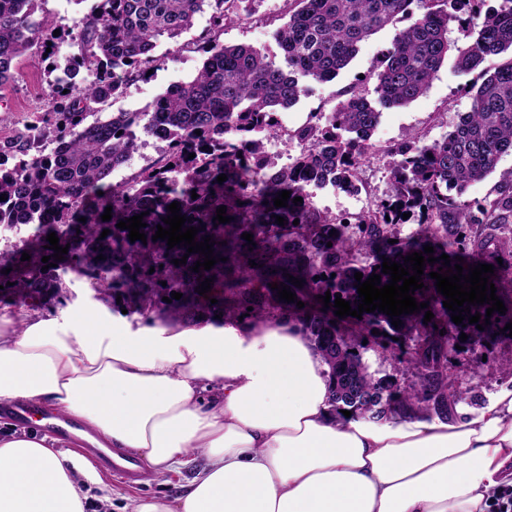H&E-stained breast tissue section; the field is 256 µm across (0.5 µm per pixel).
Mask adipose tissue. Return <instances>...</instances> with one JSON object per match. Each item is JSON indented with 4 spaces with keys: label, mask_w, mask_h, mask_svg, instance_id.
<instances>
[{
    "label": "adipose tissue",
    "mask_w": 512,
    "mask_h": 512,
    "mask_svg": "<svg viewBox=\"0 0 512 512\" xmlns=\"http://www.w3.org/2000/svg\"><path fill=\"white\" fill-rule=\"evenodd\" d=\"M328 367L293 325L195 324L158 336L0 315V402L82 420L148 472L206 466L171 500L132 512H490L512 486V388L450 420L338 417ZM221 401L204 404V384ZM92 460L35 431L0 433V512H85Z\"/></svg>",
    "instance_id": "obj_1"
}]
</instances>
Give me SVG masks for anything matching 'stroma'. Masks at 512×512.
<instances>
[{
  "label": "stroma",
  "mask_w": 512,
  "mask_h": 512,
  "mask_svg": "<svg viewBox=\"0 0 512 512\" xmlns=\"http://www.w3.org/2000/svg\"><path fill=\"white\" fill-rule=\"evenodd\" d=\"M285 9L284 0H249V20L225 26L224 42L249 44L264 52L276 50L272 33L282 24ZM208 18V13L198 14L194 27L178 40L160 39L155 50L162 59L159 68L154 69L146 79L130 84L117 98L109 100L104 106L105 111H149L156 97L167 87L191 80L204 61L203 54L194 49L193 44L206 28ZM397 30V25L393 24L378 31L360 45L352 61L335 78L311 84L309 91L301 95L294 106L282 111L283 124L291 129L296 128L305 123L309 112L316 108L326 113L332 112L341 99L342 91L357 82H364L366 90H373L377 62L382 52L390 46ZM74 51V46L67 41L60 42L50 57L46 56L43 44L32 47L20 63L16 81L0 89V129L11 130L28 113L39 108L50 92L48 67L65 66ZM511 58L505 53L490 57L480 69L471 72L458 71L454 59L445 60L421 97L405 107L383 109L372 136L375 147L381 149L411 135L429 142L444 138L457 123L459 115L469 111L472 102L469 88L480 85L484 72L494 71ZM388 168V158L374 157L359 174V193L348 195L329 188H314L310 191L309 200L317 209L331 214L360 211L370 201L386 193ZM62 278L63 287L28 304L13 303L9 292H0V315L21 321H35L49 316L68 325L84 316L96 314L105 322L139 335H156L181 327L180 320L172 313L160 318L124 312L122 304L117 303L115 298L98 295L91 279L71 269H64ZM350 343L360 351L364 363L375 376L401 387L419 386L418 372L404 370L397 359L389 357L377 345L362 343L357 337L351 338ZM479 358L484 359L485 369L478 374L473 367ZM448 375L460 391L489 401L502 387H512V345L489 343L471 354L459 352L455 363L448 366ZM203 464L202 456L192 454L180 473L145 476L136 482L117 479L110 470L100 469L101 484H106L112 494L103 497L98 489L99 484H87L86 512H120L124 502L144 496L176 497Z\"/></svg>",
  "instance_id": "1"
}]
</instances>
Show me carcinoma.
<instances>
[{"label": "carcinoma", "mask_w": 512, "mask_h": 512, "mask_svg": "<svg viewBox=\"0 0 512 512\" xmlns=\"http://www.w3.org/2000/svg\"><path fill=\"white\" fill-rule=\"evenodd\" d=\"M41 2L0 0V88L16 80L15 62L35 41L54 40L56 26L38 13ZM245 2L97 0L72 28L69 36L78 53L50 81L48 109L33 113L20 129L0 131V195H5L0 224H32L38 231L28 247L30 259L8 273V265H0V285L13 283L18 303L36 300L62 287L58 268L73 265L102 294L122 292L142 315L166 305L184 323H195L201 315L237 322L246 311L257 323L292 322L329 368L334 409L347 408L376 422L408 411L429 418L456 416L459 405H472L477 396L464 397L448 378V359L457 352L461 332L429 273L439 271V257L447 254L450 265L460 264L465 275L479 263L494 266L497 275V258L512 254V178L506 177L492 200L459 201L469 184L485 178L502 155L512 152V59L483 79L471 110L443 139L411 136L385 149L393 158L389 191L357 213L336 217L306 198L311 185L359 190L358 175L375 154L371 138L381 118L367 93L351 86L333 112L313 111L292 130L283 125L280 111L299 101L307 83L336 77L361 42L403 20L408 24L381 55L374 93L384 107L406 106L426 92L449 54L459 70L470 72L486 58L512 50V0L484 13L475 8L477 0H285L290 8L275 33L277 58L251 45L221 42L224 27L243 19ZM206 6L212 8L210 27L196 45L206 58L191 80L167 88L151 112L95 111L94 105L148 76L158 61L157 42L191 30ZM452 28L453 39L448 37ZM144 135L164 143L158 158L122 183H108L138 151ZM272 140L296 147V153L278 164L266 148ZM221 174L227 180L219 183ZM283 190L291 195L287 206L278 208L274 198ZM295 197L303 202H293ZM174 201L190 217L184 226L202 228L195 241L205 236L215 241L219 262L213 268L193 271L195 262L204 260L199 253L176 266L173 260L184 257L187 248L169 250L167 241L152 240L157 226L167 227L163 218ZM109 205L112 218L104 221ZM221 206L232 221L214 220ZM142 212L146 226L140 232L146 241L132 243L129 230L116 224ZM405 213L418 217L419 229L399 238L396 228L405 223ZM278 216L284 225L276 223ZM105 229L110 233L103 238ZM52 232L60 246L68 247L62 260L46 248ZM244 233L253 235L255 245L241 238ZM426 245L438 261L425 262L424 288L413 297L429 308L398 316L402 325H392V317L378 310L360 319L340 318L334 314L335 299L328 308L319 299L328 291L358 308L355 273L365 280L375 273L388 284L391 275L378 268L383 258L402 264ZM45 256L53 267L45 268ZM460 257L464 262H458ZM251 260L257 266H250ZM290 275L303 286L290 284ZM207 278L213 282L204 297L198 286ZM280 282L297 301L279 299L271 285ZM173 291L182 297L171 298ZM299 301L304 307H297ZM506 308L503 315L493 312L482 331L462 321L470 328V349L490 339L512 341L502 331L512 322V303ZM428 311L434 318L426 323ZM346 336L383 342L391 355L390 337H414L402 362L421 372L419 388L400 391L375 378L361 355L350 350Z\"/></svg>", "instance_id": "obj_1"}]
</instances>
